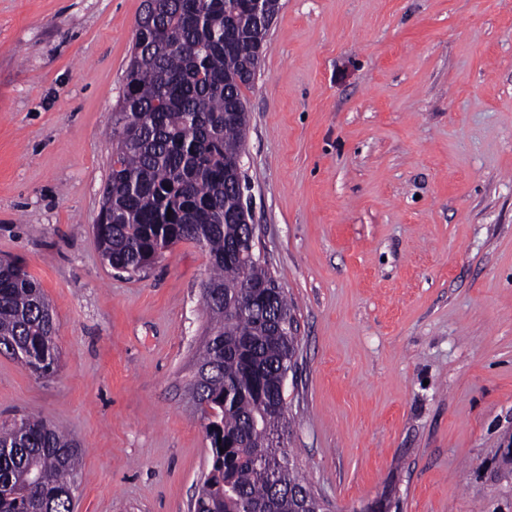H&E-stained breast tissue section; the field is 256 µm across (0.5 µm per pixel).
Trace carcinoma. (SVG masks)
<instances>
[{"label":"carcinoma","mask_w":512,"mask_h":512,"mask_svg":"<svg viewBox=\"0 0 512 512\" xmlns=\"http://www.w3.org/2000/svg\"><path fill=\"white\" fill-rule=\"evenodd\" d=\"M269 27L252 0H160L136 29L104 197L94 225L103 260L137 274L190 242L209 256L202 303L208 339L196 357L197 410L211 466L194 512H320L318 493L287 448L278 409L296 337L287 296L250 249L240 191L249 68ZM51 306L15 260H0V353L42 378L59 367ZM82 449L41 417L0 424V512H74Z\"/></svg>","instance_id":"obj_1"}]
</instances>
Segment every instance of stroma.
Instances as JSON below:
<instances>
[{"instance_id":"stroma-1","label":"stroma","mask_w":512,"mask_h":512,"mask_svg":"<svg viewBox=\"0 0 512 512\" xmlns=\"http://www.w3.org/2000/svg\"><path fill=\"white\" fill-rule=\"evenodd\" d=\"M144 0H0V258L59 370L0 355V423L84 450L76 512H190L208 256L137 275L95 224ZM245 92L255 251L294 304V458L340 512H512V0H281Z\"/></svg>"}]
</instances>
